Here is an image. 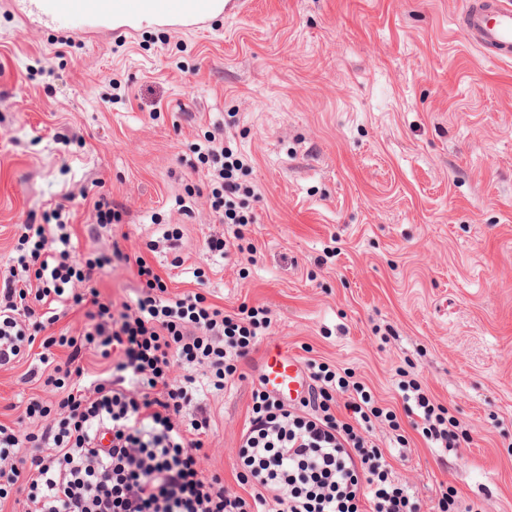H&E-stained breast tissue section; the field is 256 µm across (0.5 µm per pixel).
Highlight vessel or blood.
I'll return each instance as SVG.
<instances>
[{"label":"vessel or blood","instance_id":"1","mask_svg":"<svg viewBox=\"0 0 512 512\" xmlns=\"http://www.w3.org/2000/svg\"><path fill=\"white\" fill-rule=\"evenodd\" d=\"M115 9H80L77 0H20L17 14L24 24L66 27L80 22L79 32L89 36L100 31L116 35L131 33V20L144 0H116ZM245 0H156L162 28L197 31L209 28L216 18L242 8ZM462 30L467 41L499 60L512 59V0H466ZM261 380L274 396L294 404L310 391V380L301 362L287 351L273 347L263 355Z\"/></svg>","mask_w":512,"mask_h":512}]
</instances>
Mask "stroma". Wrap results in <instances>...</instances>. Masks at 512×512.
<instances>
[{"mask_svg":"<svg viewBox=\"0 0 512 512\" xmlns=\"http://www.w3.org/2000/svg\"><path fill=\"white\" fill-rule=\"evenodd\" d=\"M465 0H247L205 32L138 23L81 39L26 27L0 0V273L21 224L70 193L78 253L141 256L174 294L233 313L265 306L280 345L353 373L401 411L400 372L466 429L453 449L413 429L389 447L421 512L443 489L459 512H512V60L459 30ZM224 128L253 160L245 232L255 263L202 253L223 237L197 149ZM121 213L97 224L93 202ZM180 228V248L163 241ZM97 286L135 300V268ZM29 361L0 369V422L40 391ZM210 397L207 467L234 457L259 373Z\"/></svg>","mask_w":512,"mask_h":512,"instance_id":"obj_1","label":"stroma"}]
</instances>
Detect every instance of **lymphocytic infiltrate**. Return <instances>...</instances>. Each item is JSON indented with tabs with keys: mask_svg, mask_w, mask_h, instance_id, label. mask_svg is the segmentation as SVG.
I'll return each instance as SVG.
<instances>
[{
	"mask_svg": "<svg viewBox=\"0 0 512 512\" xmlns=\"http://www.w3.org/2000/svg\"><path fill=\"white\" fill-rule=\"evenodd\" d=\"M202 158L210 163L211 207L230 228L204 248L225 253L253 221L251 167L221 134L208 137ZM45 218L24 225L0 276V368L20 361L39 335L43 348L70 353L46 376L29 370L42 379L40 395L12 424L0 423V504L21 492L25 512H419L413 485L395 476L378 433L388 426L406 447L396 414L352 372L314 359L305 364L312 385L300 405L253 389L235 460L237 480L252 494L227 488L205 467V400L232 387L272 324L270 310L227 313L199 293L170 295L141 259L139 296L114 308L95 276L128 254L116 247L79 259L65 204ZM82 303V335L45 336ZM87 349L112 360L111 377L80 365ZM398 390L412 429L430 447H457L459 421L420 382L400 381Z\"/></svg>",
	"mask_w": 512,
	"mask_h": 512,
	"instance_id": "f902f5d3",
	"label": "lymphocytic infiltrate"
}]
</instances>
